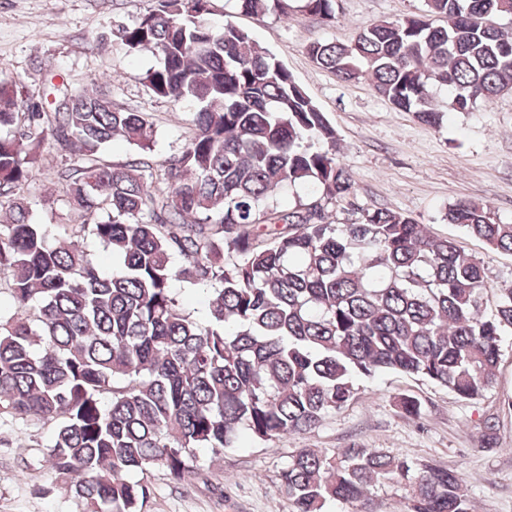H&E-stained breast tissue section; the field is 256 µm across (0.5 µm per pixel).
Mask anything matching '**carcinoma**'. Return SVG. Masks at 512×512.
Wrapping results in <instances>:
<instances>
[{
    "instance_id": "cac0c4a2",
    "label": "carcinoma",
    "mask_w": 512,
    "mask_h": 512,
    "mask_svg": "<svg viewBox=\"0 0 512 512\" xmlns=\"http://www.w3.org/2000/svg\"><path fill=\"white\" fill-rule=\"evenodd\" d=\"M235 2L252 14L293 9ZM299 2L335 22L336 0ZM211 3L156 0L112 24L127 51L156 57L142 77L150 93L198 106L184 147L155 171L102 158L117 136L154 152L143 113L101 90L49 111L39 92L0 79V283L13 301L0 312V426L51 427L44 461L82 512H144L151 468L180 482L198 448L218 454L245 437L310 431L385 371L482 399L512 334V288L483 313L487 269L454 241L380 208L334 223L353 189L334 127L246 30L209 24ZM425 6L308 53L430 125L445 114L436 87L455 112L512 91V35L495 25L512 18V0ZM49 142L75 228L118 259L110 275L80 240L54 241L31 219L27 191ZM286 185L306 190L288 207L277 199ZM446 218L512 252V224L490 204L461 200ZM177 279L208 287L204 320L179 304ZM380 481L408 483L409 512H474L455 471L370 448H300L281 472L294 512L362 503Z\"/></svg>"
}]
</instances>
